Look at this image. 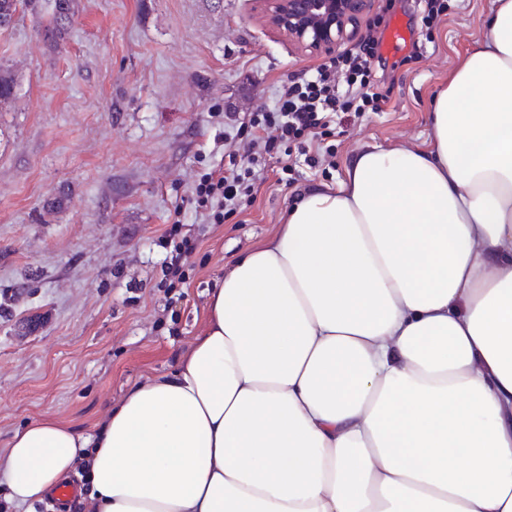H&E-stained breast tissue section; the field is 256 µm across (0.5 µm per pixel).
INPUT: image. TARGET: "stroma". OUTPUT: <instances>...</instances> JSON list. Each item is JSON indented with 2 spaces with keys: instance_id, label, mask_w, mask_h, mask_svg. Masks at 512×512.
Wrapping results in <instances>:
<instances>
[{
  "instance_id": "1",
  "label": "stroma",
  "mask_w": 512,
  "mask_h": 512,
  "mask_svg": "<svg viewBox=\"0 0 512 512\" xmlns=\"http://www.w3.org/2000/svg\"><path fill=\"white\" fill-rule=\"evenodd\" d=\"M494 0H448L425 27L395 0L406 45L373 68L385 111L323 137L331 163L276 161L255 202L201 223L192 185L219 163L230 112H256L323 60L260 18L256 0H70L43 36L40 5L0 27V451L43 416L91 433L130 385L170 373L204 328L210 293L236 254L263 241L311 186H333L358 152L418 145L429 101L484 32ZM197 240L186 283L167 289L163 233Z\"/></svg>"
}]
</instances>
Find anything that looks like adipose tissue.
<instances>
[{"mask_svg": "<svg viewBox=\"0 0 512 512\" xmlns=\"http://www.w3.org/2000/svg\"><path fill=\"white\" fill-rule=\"evenodd\" d=\"M93 512H512V0L430 102L234 257L172 375L95 433L45 417L9 500Z\"/></svg>", "mask_w": 512, "mask_h": 512, "instance_id": "obj_1", "label": "adipose tissue"}]
</instances>
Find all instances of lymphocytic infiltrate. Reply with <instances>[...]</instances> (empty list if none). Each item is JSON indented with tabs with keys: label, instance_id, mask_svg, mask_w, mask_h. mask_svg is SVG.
<instances>
[{
	"label": "lymphocytic infiltrate",
	"instance_id": "f902f5d3",
	"mask_svg": "<svg viewBox=\"0 0 512 512\" xmlns=\"http://www.w3.org/2000/svg\"><path fill=\"white\" fill-rule=\"evenodd\" d=\"M384 13L367 21L366 36L343 54L323 60L303 77L279 86L272 107L229 113L235 133L222 164L203 169L191 192L202 223L220 224L252 202L267 159L305 152L306 139L327 128L333 113L383 111L387 99L375 92L372 66Z\"/></svg>",
	"mask_w": 512,
	"mask_h": 512
}]
</instances>
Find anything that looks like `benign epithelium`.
Segmentation results:
<instances>
[{
  "mask_svg": "<svg viewBox=\"0 0 512 512\" xmlns=\"http://www.w3.org/2000/svg\"><path fill=\"white\" fill-rule=\"evenodd\" d=\"M372 0H259L266 22L299 48L330 53L350 40Z\"/></svg>",
  "mask_w": 512,
  "mask_h": 512,
  "instance_id": "1",
  "label": "benign epithelium"
}]
</instances>
